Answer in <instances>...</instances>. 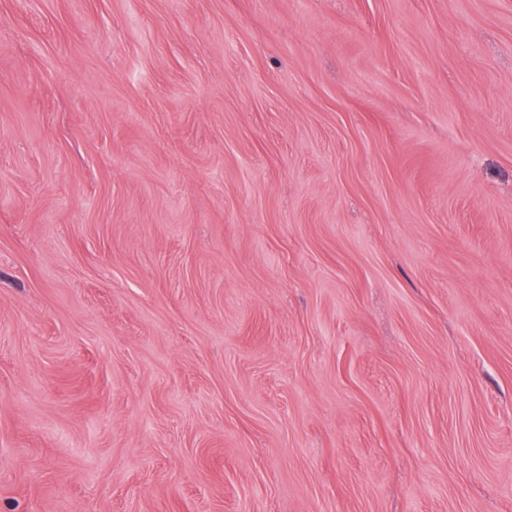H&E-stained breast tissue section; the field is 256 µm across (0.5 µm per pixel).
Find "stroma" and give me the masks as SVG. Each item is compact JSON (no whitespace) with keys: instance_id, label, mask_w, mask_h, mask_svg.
Returning a JSON list of instances; mask_svg holds the SVG:
<instances>
[{"instance_id":"35a3bbf8","label":"stroma","mask_w":512,"mask_h":512,"mask_svg":"<svg viewBox=\"0 0 512 512\" xmlns=\"http://www.w3.org/2000/svg\"><path fill=\"white\" fill-rule=\"evenodd\" d=\"M0 512H512V0H0Z\"/></svg>"}]
</instances>
